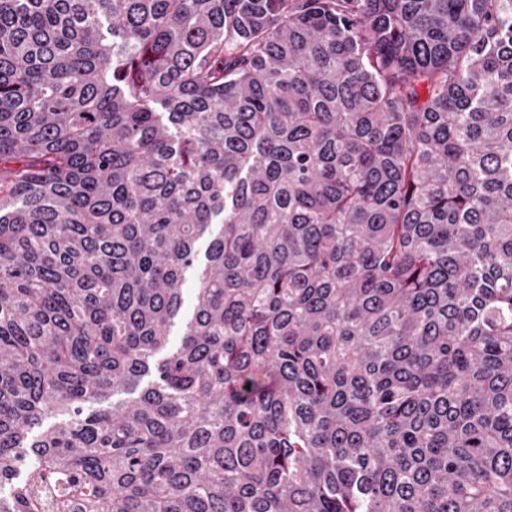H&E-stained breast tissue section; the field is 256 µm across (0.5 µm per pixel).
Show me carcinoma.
<instances>
[{
	"label": "carcinoma",
	"instance_id": "obj_1",
	"mask_svg": "<svg viewBox=\"0 0 512 512\" xmlns=\"http://www.w3.org/2000/svg\"><path fill=\"white\" fill-rule=\"evenodd\" d=\"M5 486L512 512V0H0Z\"/></svg>",
	"mask_w": 512,
	"mask_h": 512
}]
</instances>
